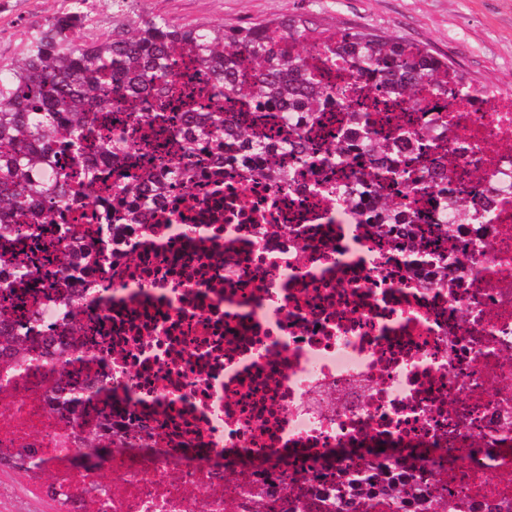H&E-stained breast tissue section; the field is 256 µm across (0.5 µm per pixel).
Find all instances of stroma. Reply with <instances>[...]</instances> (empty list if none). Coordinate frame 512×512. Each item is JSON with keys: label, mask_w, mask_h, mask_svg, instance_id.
Returning a JSON list of instances; mask_svg holds the SVG:
<instances>
[{"label": "stroma", "mask_w": 512, "mask_h": 512, "mask_svg": "<svg viewBox=\"0 0 512 512\" xmlns=\"http://www.w3.org/2000/svg\"><path fill=\"white\" fill-rule=\"evenodd\" d=\"M63 0H0V65L15 63L29 26ZM177 25L247 26L305 14L320 27L403 38L447 57L473 84L512 87V0H137ZM0 512H54L23 473L0 469Z\"/></svg>", "instance_id": "stroma-1"}]
</instances>
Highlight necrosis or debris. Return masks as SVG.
<instances>
[{
	"instance_id": "4bbe7bcc",
	"label": "necrosis or debris",
	"mask_w": 512,
	"mask_h": 512,
	"mask_svg": "<svg viewBox=\"0 0 512 512\" xmlns=\"http://www.w3.org/2000/svg\"><path fill=\"white\" fill-rule=\"evenodd\" d=\"M170 58L180 94L211 111L206 74L180 50ZM356 84L367 121L327 107L319 142L362 163L373 135L420 131L457 157L447 194L478 212L448 226L449 255L468 259L447 286L410 263L414 239L364 223L373 196L340 202L344 172L321 167L277 191L245 164L209 161L190 193L124 203L118 223L72 232L84 168L115 185L129 166L93 145L63 220L18 240L37 263L56 244L70 288L48 292L0 258L34 348L19 363L0 356L14 398L0 405V454L37 449L33 473L50 475L69 512L91 496L100 512H328L338 474L376 466L381 448L404 452L453 512H512V92L425 91L418 107L375 112ZM443 197L403 190L397 224L443 223ZM92 251L104 269L89 270ZM73 317L85 335L65 336ZM49 334L58 343L44 345ZM63 367L76 395L99 391L105 415L80 406L67 423ZM81 430L100 432L99 448L78 449ZM296 474L297 494L282 493Z\"/></svg>"
}]
</instances>
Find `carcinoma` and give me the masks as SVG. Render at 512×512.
Here are the masks:
<instances>
[{"instance_id":"carcinoma-1","label":"carcinoma","mask_w":512,"mask_h":512,"mask_svg":"<svg viewBox=\"0 0 512 512\" xmlns=\"http://www.w3.org/2000/svg\"><path fill=\"white\" fill-rule=\"evenodd\" d=\"M65 6L49 19L33 23L14 64L0 67V237L25 233L34 235L43 224H50L70 195L67 167L79 164L85 142L95 133V124L107 119L111 102H130L137 111L130 118L141 130H148L164 144L173 139L167 115L153 102L175 90V77L169 50L180 46L191 52L211 79L208 93L214 101L210 112H197L184 104L183 137L177 144L180 157L166 180L147 173H131L119 185V193L148 208L157 195L168 189L190 190L202 159L197 144L204 143L235 160L234 148L249 144L254 154L265 152L254 125L226 116L223 101H246L266 111L275 108L282 120L292 121L290 112H302L314 121L328 105L340 101L346 110L347 92L330 89L306 67L299 48L319 50L341 59L354 79L375 81V89L411 106L420 103L423 88L441 91L448 81L441 75L453 73L459 87L467 91L472 83L435 55L430 49L400 39L367 32L320 30L302 16L256 22L247 27H215L208 24L175 25L159 14H141L132 8L133 0H111L114 26L108 36L92 32L86 10L87 0H64ZM252 65L248 81L239 78V66ZM424 134L403 132L368 143L367 171L362 184L375 190L386 182L420 178L393 164L383 167L381 159L403 154ZM286 154L306 166L313 156L308 129L294 124L284 142ZM249 174L283 186L292 173L281 165L256 164ZM396 200L384 195L378 200L377 223H392ZM477 213L476 203L459 198L451 219L466 224ZM438 266L440 284H448V252L428 253L418 247L411 261L428 258ZM0 352L11 360L26 358V339L11 320L0 315ZM377 493L389 508L401 512L410 498L423 504L420 512H448V501L428 499L418 492L413 474L401 480L381 481Z\"/></svg>"}]
</instances>
